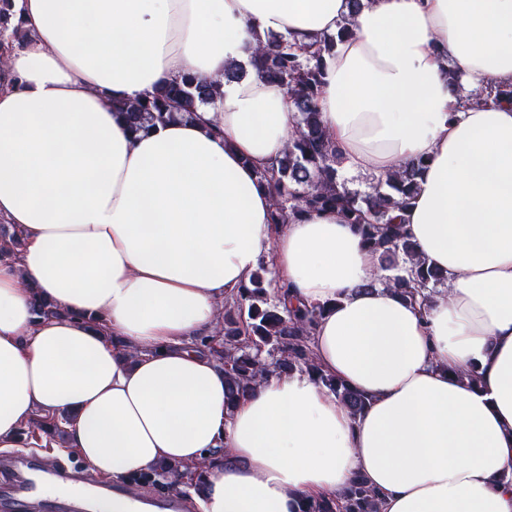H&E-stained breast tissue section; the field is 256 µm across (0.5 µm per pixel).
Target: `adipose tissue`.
Instances as JSON below:
<instances>
[{
	"label": "adipose tissue",
	"mask_w": 512,
	"mask_h": 512,
	"mask_svg": "<svg viewBox=\"0 0 512 512\" xmlns=\"http://www.w3.org/2000/svg\"><path fill=\"white\" fill-rule=\"evenodd\" d=\"M27 32L0 69V452L36 415L121 483L206 464L194 512H301L363 480L380 512H512V0H13ZM350 35H341L342 27ZM324 57L320 120L340 177L425 160L404 227L445 290L403 299L335 210L275 228L260 171L294 114L257 41ZM244 68L227 83L226 68ZM191 73L215 109L132 132L120 103ZM318 306L321 369L268 374L226 407L201 348L259 266ZM52 315L40 317L35 297ZM477 370L478 384L465 379Z\"/></svg>",
	"instance_id": "adipose-tissue-1"
}]
</instances>
